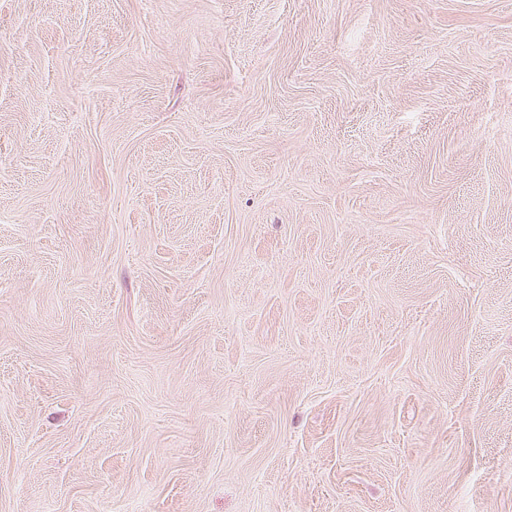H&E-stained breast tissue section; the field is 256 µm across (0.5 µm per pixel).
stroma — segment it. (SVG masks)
I'll list each match as a JSON object with an SVG mask.
<instances>
[{
	"mask_svg": "<svg viewBox=\"0 0 512 512\" xmlns=\"http://www.w3.org/2000/svg\"><path fill=\"white\" fill-rule=\"evenodd\" d=\"M0 512H512V0H0Z\"/></svg>",
	"mask_w": 512,
	"mask_h": 512,
	"instance_id": "obj_1",
	"label": "stroma"
}]
</instances>
